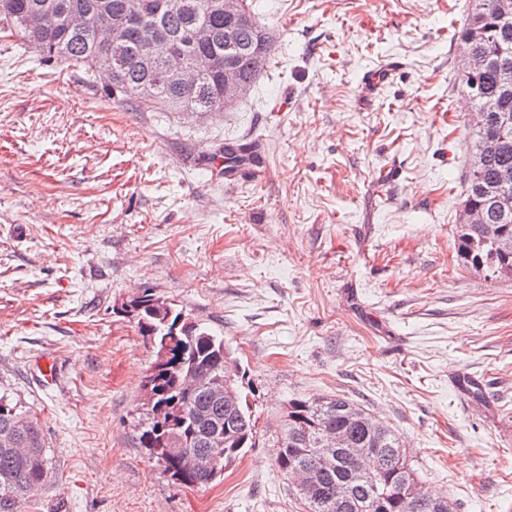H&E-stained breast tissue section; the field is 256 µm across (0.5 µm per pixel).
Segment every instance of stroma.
<instances>
[{
    "label": "stroma",
    "mask_w": 512,
    "mask_h": 512,
    "mask_svg": "<svg viewBox=\"0 0 512 512\" xmlns=\"http://www.w3.org/2000/svg\"><path fill=\"white\" fill-rule=\"evenodd\" d=\"M247 2L272 50L221 112L140 110L0 32V396L50 458L27 512H306L276 438L290 399L337 395L453 512H512V275L457 253L470 0ZM234 141L259 160L228 174ZM143 294L247 371L254 444L209 486L140 445L155 354L122 307Z\"/></svg>",
    "instance_id": "1"
}]
</instances>
